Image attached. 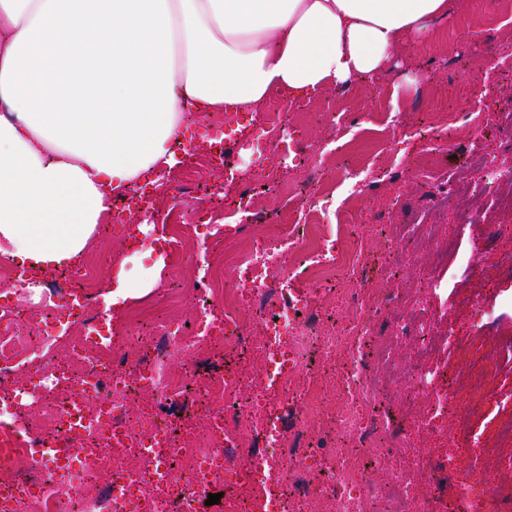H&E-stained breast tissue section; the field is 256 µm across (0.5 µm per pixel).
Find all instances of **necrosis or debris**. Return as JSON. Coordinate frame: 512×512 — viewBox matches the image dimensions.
Listing matches in <instances>:
<instances>
[{
    "label": "necrosis or debris",
    "instance_id": "necrosis-or-debris-1",
    "mask_svg": "<svg viewBox=\"0 0 512 512\" xmlns=\"http://www.w3.org/2000/svg\"><path fill=\"white\" fill-rule=\"evenodd\" d=\"M234 117L214 113L215 129L206 144H175L174 153L187 156L172 177L178 191L164 202L158 188L139 187L112 198L114 223H125L124 211L136 206L138 215L169 210L178 215L185 199L233 213L237 226L260 224L264 213L248 183L230 195L217 190V179L234 176V151L226 144V128ZM477 189L512 209V168L480 158ZM344 198L314 188L307 179L294 186L297 208L305 221L286 223L282 235L291 243L282 249L268 239L252 242L248 253L235 258L237 287L224 292V271L209 262L197 265L192 322H159L137 357L123 347L122 327L107 328L94 312L88 292L92 264L84 256L70 266L33 272L24 266H0V279L15 285L46 288L51 307L32 314L0 303V459L18 465V476L0 479V512H12L14 494L33 512H198V495L171 490L164 499L141 496L145 469H156L170 480L176 468L191 477L207 474L208 484L224 481V512H299L301 505L325 504L331 512H366L374 503L394 512L387 488L373 476L386 460L371 451L370 441L386 424L371 414L388 373H395L398 392L430 394L446 385L450 395L468 387L482 395L495 368L483 366L477 379L430 372L412 366L400 370L395 346L403 336L414 338L419 355L431 354L439 343L427 322L389 319L373 302H361L362 245L337 239L316 218L335 212L338 227L352 230L354 202L368 193L372 182L349 170ZM342 275L358 298L343 313L324 311L315 285ZM390 333H379L380 320ZM37 322L39 333L25 337ZM252 329L260 344L261 378L252 380L242 360H225L213 388H197L194 371L167 367L177 352L210 353L213 345L238 341ZM28 339L42 348L65 339L67 359L31 365L25 387H16L19 359L13 341ZM196 395V409L208 423L204 447L192 445L194 430L181 408L184 396ZM52 399L50 429L37 422L29 396ZM450 395L434 400L433 410L457 413ZM249 427L252 449H244L242 427ZM134 449L145 465L129 469L114 458ZM72 475L62 495H54L59 466ZM108 474L103 491L90 493L94 475ZM419 512H512V488L460 477L454 489L432 480Z\"/></svg>",
    "mask_w": 512,
    "mask_h": 512
}]
</instances>
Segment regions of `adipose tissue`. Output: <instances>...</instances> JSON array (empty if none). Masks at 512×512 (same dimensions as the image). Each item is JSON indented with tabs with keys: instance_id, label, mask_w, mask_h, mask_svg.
I'll use <instances>...</instances> for the list:
<instances>
[{
	"instance_id": "obj_1",
	"label": "adipose tissue",
	"mask_w": 512,
	"mask_h": 512,
	"mask_svg": "<svg viewBox=\"0 0 512 512\" xmlns=\"http://www.w3.org/2000/svg\"><path fill=\"white\" fill-rule=\"evenodd\" d=\"M450 0H0V262L70 265L112 197L175 163L187 113L252 112L380 73ZM119 272L107 305L150 292Z\"/></svg>"
}]
</instances>
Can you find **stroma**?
Returning a JSON list of instances; mask_svg holds the SVG:
<instances>
[{"mask_svg":"<svg viewBox=\"0 0 512 512\" xmlns=\"http://www.w3.org/2000/svg\"><path fill=\"white\" fill-rule=\"evenodd\" d=\"M469 16L458 25V14ZM512 49V20H496L487 0H454L448 17L433 23L428 36L403 41L394 52L389 67L371 80L333 86L318 96L300 101V111L310 115L301 133L322 149L333 137L356 140L357 150L350 163L375 171H393L401 161H418L425 155L422 142L410 138L372 140L377 118L387 112L400 115L403 125L420 127L432 120L433 113L452 112L451 102L433 100L430 91L447 83L473 87L480 81L493 85L491 95L477 106L480 121L489 135L479 141L461 137L448 144L437 160L431 177L418 179L397 176L378 182L357 211V234L364 237L366 253L362 282L374 295L389 299L392 311L404 310L407 302L419 300V315L428 319L445 342L431 355L418 357L412 337H404L396 357L401 367L417 364L430 371L466 372L480 367L489 349L512 340V272L504 265L512 255V237H492L497 224H512V212L497 209L490 197L474 191L479 177L474 158L486 155L512 168V78L496 75L498 55ZM274 145L261 141L238 140L236 167L240 180L260 192V205L276 209V200L264 192L265 178L275 174L287 182L296 178L292 169H271L266 160L275 154ZM467 194L464 210L455 203ZM423 216L437 224L452 243L440 264L430 265L426 252H402L395 265L384 258V241L366 229L375 224H403L411 215ZM220 229L209 239L214 264L223 266L225 282L235 273L231 259L247 252L250 239L272 233V224H252L226 238L224 226L232 217H220ZM95 253L93 278L95 292L105 295L110 278L131 255L120 229L96 234L91 245ZM429 266L433 287L420 285V268ZM180 288L172 294L154 288L148 295L127 300L124 315L147 311L162 318L191 321L195 315L191 292L197 286L196 268L183 264L178 271ZM484 305V318H476L475 302ZM458 406L467 408L466 423L450 417L439 431H432L425 398L402 399L394 391H384L375 410L391 424L390 432L379 433L377 453L388 458L387 469L374 480L386 484L393 469L414 459L427 462L448 458L456 471L469 472L490 484L512 483V444L500 441L498 430L512 421V357L500 360L495 376L481 399H471L466 389L454 395Z\"/></svg>","mask_w":512,"mask_h":512,"instance_id":"35a3bbf8","label":"stroma"}]
</instances>
